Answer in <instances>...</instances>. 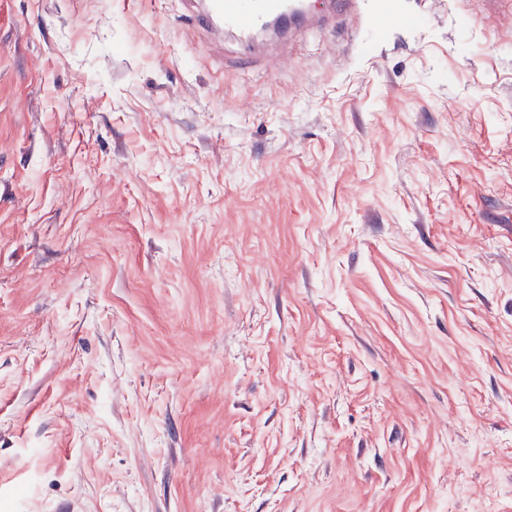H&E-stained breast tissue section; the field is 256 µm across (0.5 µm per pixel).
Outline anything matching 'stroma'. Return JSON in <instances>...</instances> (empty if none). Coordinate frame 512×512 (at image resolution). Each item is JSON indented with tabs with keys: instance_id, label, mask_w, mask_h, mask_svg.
<instances>
[{
	"instance_id": "obj_1",
	"label": "stroma",
	"mask_w": 512,
	"mask_h": 512,
	"mask_svg": "<svg viewBox=\"0 0 512 512\" xmlns=\"http://www.w3.org/2000/svg\"><path fill=\"white\" fill-rule=\"evenodd\" d=\"M377 3L0 0L9 512H512V0ZM295 0H183V20L193 32L256 33L290 15ZM304 24L336 25V21L350 17L355 29L363 31L366 27L361 15L359 0H327L319 3L317 0H308ZM328 7L332 11L326 10Z\"/></svg>"
}]
</instances>
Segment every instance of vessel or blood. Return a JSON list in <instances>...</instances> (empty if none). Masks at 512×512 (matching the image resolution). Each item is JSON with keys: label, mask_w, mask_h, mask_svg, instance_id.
<instances>
[{"label": "vessel or blood", "mask_w": 512, "mask_h": 512, "mask_svg": "<svg viewBox=\"0 0 512 512\" xmlns=\"http://www.w3.org/2000/svg\"><path fill=\"white\" fill-rule=\"evenodd\" d=\"M183 20L197 32L255 33L267 30L276 18L291 14L294 0H183ZM350 18L356 30L366 24L359 0H309L305 20L332 25Z\"/></svg>", "instance_id": "vessel-or-blood-1"}]
</instances>
